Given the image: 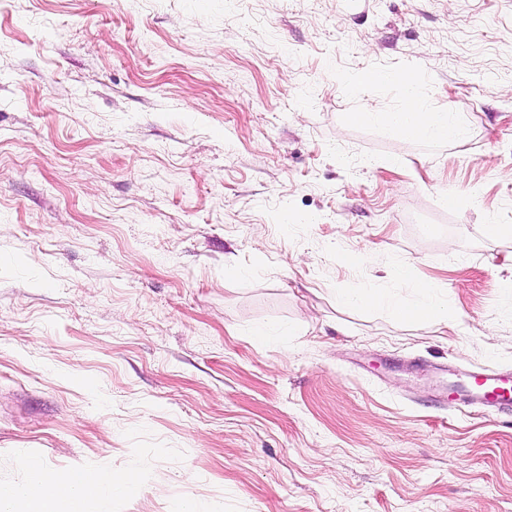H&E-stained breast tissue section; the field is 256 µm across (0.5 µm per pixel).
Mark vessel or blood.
<instances>
[{
  "mask_svg": "<svg viewBox=\"0 0 512 512\" xmlns=\"http://www.w3.org/2000/svg\"><path fill=\"white\" fill-rule=\"evenodd\" d=\"M452 400L486 414L512 417V372L490 368L471 370L464 384L450 388Z\"/></svg>",
  "mask_w": 512,
  "mask_h": 512,
  "instance_id": "obj_1",
  "label": "vessel or blood"
}]
</instances>
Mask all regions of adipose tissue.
<instances>
[{
	"instance_id": "ef3b65f1",
	"label": "adipose tissue",
	"mask_w": 512,
	"mask_h": 512,
	"mask_svg": "<svg viewBox=\"0 0 512 512\" xmlns=\"http://www.w3.org/2000/svg\"><path fill=\"white\" fill-rule=\"evenodd\" d=\"M382 121L412 139L457 140L462 129L455 118L445 112L423 109L417 98L415 86H407L406 103L399 111L382 114ZM344 298L351 305L368 303L389 307L401 322L426 321L447 325L448 307L430 294L428 287H421L420 297L411 305L390 298L369 297L358 290H349ZM28 473L24 484L0 487V512H84L85 500L102 491L124 492L135 487L139 478L135 472L115 474L108 470L76 468L67 472H53L38 464L24 465ZM73 484L71 493L62 495L58 486Z\"/></svg>"
}]
</instances>
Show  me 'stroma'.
<instances>
[{"label":"stroma","mask_w":512,"mask_h":512,"mask_svg":"<svg viewBox=\"0 0 512 512\" xmlns=\"http://www.w3.org/2000/svg\"><path fill=\"white\" fill-rule=\"evenodd\" d=\"M407 71L462 139L348 121ZM491 224L512 0H0V486L29 459L138 470L87 512H512V418L441 399L512 370ZM404 264L447 326L341 302L413 300Z\"/></svg>","instance_id":"stroma-1"}]
</instances>
